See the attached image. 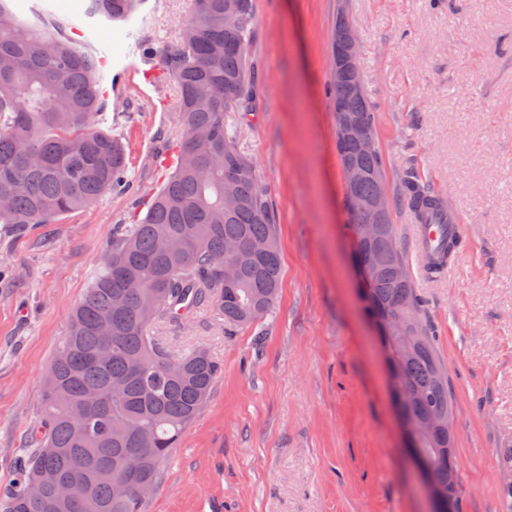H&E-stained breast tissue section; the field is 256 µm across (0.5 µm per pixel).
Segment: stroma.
<instances>
[{
	"label": "stroma",
	"mask_w": 512,
	"mask_h": 512,
	"mask_svg": "<svg viewBox=\"0 0 512 512\" xmlns=\"http://www.w3.org/2000/svg\"><path fill=\"white\" fill-rule=\"evenodd\" d=\"M23 19L80 24L112 49L102 129L128 182L53 224H0V495L38 421L44 376L94 282L115 225L144 216L177 135L162 70L190 0H139L128 20L90 0H8ZM254 112L234 127L274 204L282 286L273 313L226 330L201 310L157 325L174 350L221 363L144 512H427L407 461L384 354L359 295L326 95L338 12L355 32L406 269L455 395L463 512H512V0H253ZM416 173L441 196L462 245L452 273L410 258L418 221L401 200Z\"/></svg>",
	"instance_id": "1"
}]
</instances>
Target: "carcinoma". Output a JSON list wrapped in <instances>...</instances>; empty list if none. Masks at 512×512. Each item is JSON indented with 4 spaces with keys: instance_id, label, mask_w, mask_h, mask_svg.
I'll return each mask as SVG.
<instances>
[{
    "instance_id": "carcinoma-1",
    "label": "carcinoma",
    "mask_w": 512,
    "mask_h": 512,
    "mask_svg": "<svg viewBox=\"0 0 512 512\" xmlns=\"http://www.w3.org/2000/svg\"><path fill=\"white\" fill-rule=\"evenodd\" d=\"M190 37L169 51L164 69L178 93L179 134L167 181L137 224L112 231L101 272L72 313L40 394L41 416L27 437L31 451L16 461L15 482L0 512H143L145 499L124 482L126 454L145 458L143 476L157 483L173 448L203 407L220 365L203 347L173 350L155 334L159 323H182L200 308L224 323L251 326L274 307L281 285L276 215L252 162L240 151L232 118L247 112L258 85L250 64L253 0H191ZM137 0H91V13L126 19ZM327 93L341 122L361 115L376 135L375 116L352 80L331 77ZM100 68L52 20H21L0 0V224L18 230L51 224L87 207L127 179L126 152L101 131ZM340 162L369 173L353 188L361 198L384 191L380 150L361 152L355 141L339 148ZM402 200L422 224H448L439 196L412 173ZM243 247L237 275L224 281L227 244ZM457 246L445 237L431 267L439 269ZM367 273V310L376 321L392 311L407 335L382 341L396 381L400 411L413 419L448 421L455 411L448 369L420 313L395 225L356 245ZM111 345V355L99 358ZM182 361L174 374L167 360ZM439 492L460 512L461 486L453 438L438 425L418 440ZM51 471L87 487L60 503L55 485L34 500L32 477Z\"/></svg>"
}]
</instances>
